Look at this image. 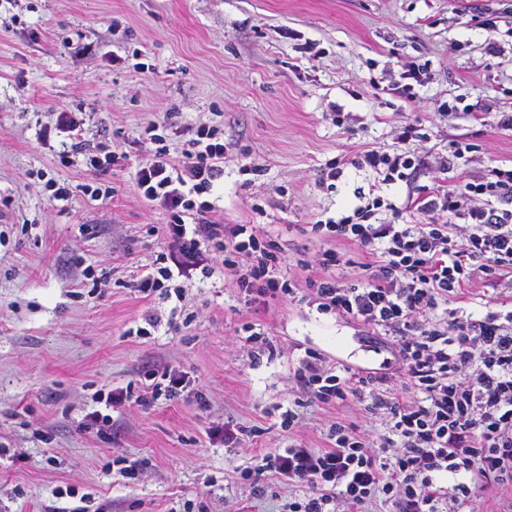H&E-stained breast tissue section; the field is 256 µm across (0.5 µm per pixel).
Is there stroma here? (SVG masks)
<instances>
[{
    "label": "stroma",
    "instance_id": "stroma-1",
    "mask_svg": "<svg viewBox=\"0 0 512 512\" xmlns=\"http://www.w3.org/2000/svg\"><path fill=\"white\" fill-rule=\"evenodd\" d=\"M486 12L495 29L478 25ZM308 42L311 61L298 50ZM407 61L431 75L412 102L385 91ZM459 99L488 104L484 124L438 114ZM60 112L81 115L87 146L124 152L110 197L84 192L83 154L60 164ZM167 112L223 128L224 176L206 199L225 223L270 226L293 274L319 246L307 225L353 209L373 181L349 163L327 187L322 170L392 147L400 122L420 118L437 152L476 144L473 169L512 165V131L496 120L512 112V0H0V221L15 227L0 244V512H180L200 497L208 512H233L248 493L241 471L289 444L280 407L306 350L382 360L307 305L242 313L220 272L180 297L138 298L131 284L160 247L149 228L168 221L136 189L142 133ZM335 112L349 122L334 125ZM49 179L72 187L69 200H51ZM88 267L111 271L105 295L83 288ZM148 308L163 322L137 335ZM248 321L274 353L251 359L233 345ZM156 364L189 377L203 402L114 407L110 440L82 429L97 390L140 383ZM229 417L259 437L238 448L210 440ZM116 458L150 464L128 486L104 469ZM66 487L74 496L57 497Z\"/></svg>",
    "mask_w": 512,
    "mask_h": 512
}]
</instances>
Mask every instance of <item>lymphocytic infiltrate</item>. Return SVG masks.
Masks as SVG:
<instances>
[{"label": "lymphocytic infiltrate", "mask_w": 512, "mask_h": 512, "mask_svg": "<svg viewBox=\"0 0 512 512\" xmlns=\"http://www.w3.org/2000/svg\"><path fill=\"white\" fill-rule=\"evenodd\" d=\"M172 126L149 124L150 155L137 173L140 196L169 216L161 252L133 284L139 297L170 282L182 293L220 267L247 310L298 300L389 353L376 367L337 368L311 349L300 359L298 399L349 400L364 418L331 422L323 447L297 440L262 456L260 471L304 489L287 512H366L377 497L395 512H460L481 491L493 493L495 512H512V167L469 171L475 144L453 142L446 156L426 147L420 121L395 126V148L354 159L375 174L364 203L312 224L323 247L297 260L298 280L284 275L288 255L268 230L225 223L203 199L224 175L223 129L191 128L176 158L164 135ZM423 172L429 184H417ZM397 181L407 186L399 206L382 195ZM406 212L419 222L402 223ZM145 378L96 398L107 410L146 407L186 388L167 367ZM107 410L87 414L84 429L111 435Z\"/></svg>", "instance_id": "lymphocytic-infiltrate-1"}]
</instances>
